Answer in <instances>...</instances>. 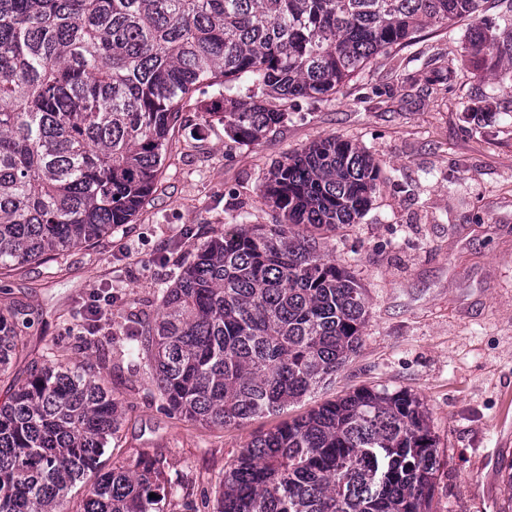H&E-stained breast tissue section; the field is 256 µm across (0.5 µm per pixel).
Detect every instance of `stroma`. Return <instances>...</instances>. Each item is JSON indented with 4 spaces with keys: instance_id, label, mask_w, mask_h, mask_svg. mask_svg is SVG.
<instances>
[{
    "instance_id": "35a3bbf8",
    "label": "stroma",
    "mask_w": 512,
    "mask_h": 512,
    "mask_svg": "<svg viewBox=\"0 0 512 512\" xmlns=\"http://www.w3.org/2000/svg\"><path fill=\"white\" fill-rule=\"evenodd\" d=\"M466 31L463 21L424 28L336 94L298 100L251 144L234 141L194 93L159 189L129 223L0 274V308L31 318L25 354L0 377V401L45 351L87 360L123 410L105 466L156 460L168 480L164 512H214L225 469L255 436L360 387L405 390L427 406L438 443L431 512H500V463L512 456V91L485 112ZM328 136L364 147L381 168L359 223L320 242L366 290L360 351L281 414L216 428L167 412L137 356L133 320L156 317L174 261L191 259L213 230L274 222L260 198L271 166ZM95 292L112 304L87 350L77 321Z\"/></svg>"
}]
</instances>
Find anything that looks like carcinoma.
I'll return each mask as SVG.
<instances>
[{
    "label": "carcinoma",
    "instance_id": "cac0c4a2",
    "mask_svg": "<svg viewBox=\"0 0 512 512\" xmlns=\"http://www.w3.org/2000/svg\"><path fill=\"white\" fill-rule=\"evenodd\" d=\"M486 0H0V271L126 224L155 189L183 102L233 139L285 118L257 95L323 99L427 25L468 19L476 77L512 82V14ZM236 82L256 92L227 97ZM379 165L334 136L273 168L274 224L217 230L176 264L153 321L132 333L164 408L227 428L329 384L362 346L368 300L319 239L359 222ZM31 319L0 312V374ZM112 388L56 356L0 405V512H163L148 459L104 470ZM438 451L424 403L358 388L253 439L224 473L217 512H431ZM156 497L151 498L149 494Z\"/></svg>",
    "mask_w": 512,
    "mask_h": 512
}]
</instances>
